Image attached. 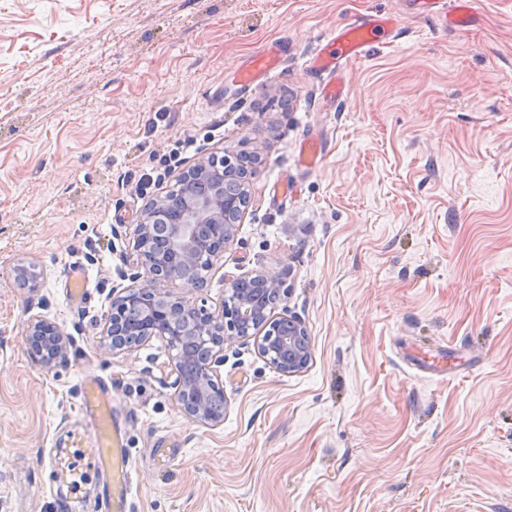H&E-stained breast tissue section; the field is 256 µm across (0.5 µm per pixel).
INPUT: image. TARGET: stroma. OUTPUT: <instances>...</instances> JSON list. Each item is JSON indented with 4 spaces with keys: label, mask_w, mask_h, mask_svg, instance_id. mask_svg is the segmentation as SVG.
Here are the masks:
<instances>
[{
    "label": "stroma",
    "mask_w": 512,
    "mask_h": 512,
    "mask_svg": "<svg viewBox=\"0 0 512 512\" xmlns=\"http://www.w3.org/2000/svg\"><path fill=\"white\" fill-rule=\"evenodd\" d=\"M377 11L396 30L324 104L307 60ZM190 138L185 168L246 161L250 203L205 288L172 293L216 313L232 277L279 275L312 340L290 376L225 344L217 426L177 402L166 339L100 346L145 273L136 183ZM36 319L65 359H32ZM88 372L129 435L131 512H512V0L448 28L409 0H0V512H59L45 461L90 423ZM275 49L276 46L271 44L262 55L253 61L252 67L249 70L238 75L240 88L250 87L256 82H259L267 73L275 68L277 64V55L274 51Z\"/></svg>",
    "instance_id": "35a3bbf8"
}]
</instances>
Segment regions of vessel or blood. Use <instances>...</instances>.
<instances>
[{
  "mask_svg": "<svg viewBox=\"0 0 512 512\" xmlns=\"http://www.w3.org/2000/svg\"><path fill=\"white\" fill-rule=\"evenodd\" d=\"M420 14L437 19L441 24L463 25L470 21L475 0H413ZM392 15L379 14L351 23L338 30L325 48L310 59V69L326 74V95L336 97L341 87L335 82L341 62L364 56L377 34L396 28ZM277 55L266 49L249 70L238 76L240 87L246 88L262 80L275 68ZM80 408L93 423L92 435L71 433L70 446L50 454L48 470L54 483L67 487L70 502H77L89 487H101L105 512H130L132 492V457L124 427L112 412V395L106 384L94 374H86L82 385Z\"/></svg>",
  "mask_w": 512,
  "mask_h": 512,
  "instance_id": "obj_1",
  "label": "vessel or blood"
}]
</instances>
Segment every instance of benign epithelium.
I'll return each mask as SVG.
<instances>
[{"label":"benign epithelium","instance_id":"obj_1","mask_svg":"<svg viewBox=\"0 0 512 512\" xmlns=\"http://www.w3.org/2000/svg\"><path fill=\"white\" fill-rule=\"evenodd\" d=\"M207 164L194 169V177L186 178L183 205L176 214L171 212L169 199L159 196L148 204L142 221L133 230V248L146 268L139 289L113 300L114 309L108 318L111 336L127 335L122 309L142 308L144 320L132 331L140 333L138 343L160 335L175 346L195 343L188 353L195 365L194 377L188 376L174 359L176 396L189 393L193 404L182 406L192 419L205 425L224 422V412L213 406L216 395L224 388L215 381L213 364L218 362L224 344L238 339L254 340L258 354L284 374L305 369L312 357L311 336L302 321L287 312L278 316L269 308L267 298H281L285 288L281 277L253 272L230 279L226 286L229 300L218 315L206 312L188 300L175 296L168 285L179 281L195 288L204 286L197 278L182 274L202 260L208 268L223 256L235 236L236 224L245 214L248 191L231 186L223 192L210 188L205 179ZM164 223L166 255L159 260L145 259L142 249L153 234L154 225ZM30 355L49 364L65 356L69 341L54 324L37 320L29 327Z\"/></svg>","mask_w":512,"mask_h":512}]
</instances>
